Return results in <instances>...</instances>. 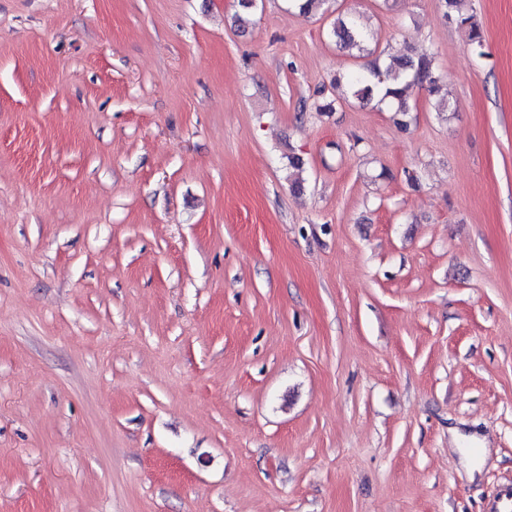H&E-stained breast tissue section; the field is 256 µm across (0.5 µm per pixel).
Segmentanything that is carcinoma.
<instances>
[{
    "label": "carcinoma",
    "mask_w": 512,
    "mask_h": 512,
    "mask_svg": "<svg viewBox=\"0 0 512 512\" xmlns=\"http://www.w3.org/2000/svg\"><path fill=\"white\" fill-rule=\"evenodd\" d=\"M445 11L453 15L457 25L465 30L468 40L475 47H482L483 39L474 15L464 8L466 0H441ZM330 34L336 44L347 50L359 49L368 39V34L353 16L337 15L332 23ZM434 57L431 54L391 55L383 64H375L366 72L336 80V86H344L345 91L319 106L321 112H331L336 102H346L353 98L370 101L374 98L388 110L401 116L408 115L412 107L408 102V92L414 86L427 85L429 91H438V79L433 72Z\"/></svg>",
    "instance_id": "1"
}]
</instances>
